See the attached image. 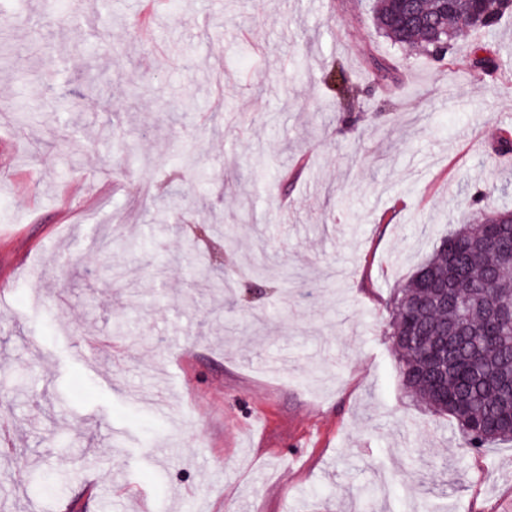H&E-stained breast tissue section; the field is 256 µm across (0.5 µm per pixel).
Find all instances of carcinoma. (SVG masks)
<instances>
[{
  "label": "carcinoma",
  "mask_w": 512,
  "mask_h": 512,
  "mask_svg": "<svg viewBox=\"0 0 512 512\" xmlns=\"http://www.w3.org/2000/svg\"><path fill=\"white\" fill-rule=\"evenodd\" d=\"M376 0L378 31L398 48H422L442 64L454 45L471 31H493L506 10L501 0ZM474 67L486 74L500 69L490 47L478 48ZM512 192V177L492 181L475 193L467 184L459 195L473 212L472 224H460L441 238L394 302L390 330L409 393L456 424L461 447L482 451L512 441V427L499 417L512 413V317L494 311L512 305V210L493 206L494 196ZM102 254L117 251L150 256L152 236L104 238ZM196 276L213 293L226 292V280L214 281L204 265ZM451 348L448 364L433 366L427 356L433 345ZM448 385V400L436 390Z\"/></svg>",
  "instance_id": "cac0c4a2"
}]
</instances>
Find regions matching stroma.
Listing matches in <instances>:
<instances>
[{"label":"stroma","mask_w":512,"mask_h":512,"mask_svg":"<svg viewBox=\"0 0 512 512\" xmlns=\"http://www.w3.org/2000/svg\"><path fill=\"white\" fill-rule=\"evenodd\" d=\"M371 6L169 0L146 28L141 0H0V512H512V443L461 449L388 333L455 189L512 171V15L439 65ZM109 232L156 261L107 280ZM101 245H97V249L102 254L109 256V261L105 267V276L112 280V277L120 275L119 267L112 266V251L125 254H139L142 256H151L155 249V241L151 235L142 234L136 237H124L112 239L103 236Z\"/></svg>","instance_id":"35a3bbf8"}]
</instances>
